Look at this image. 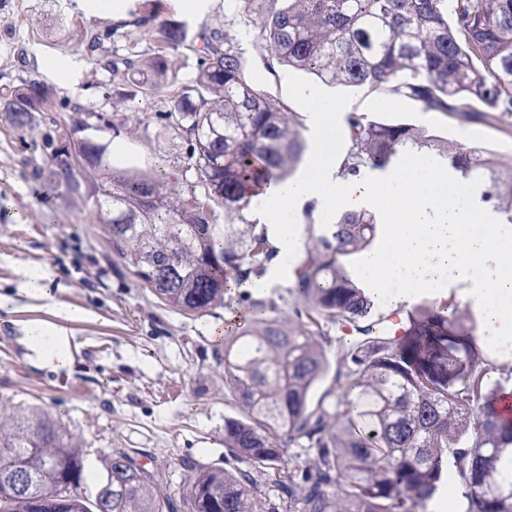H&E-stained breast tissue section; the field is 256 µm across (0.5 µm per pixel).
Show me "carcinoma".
I'll return each instance as SVG.
<instances>
[{
  "mask_svg": "<svg viewBox=\"0 0 512 512\" xmlns=\"http://www.w3.org/2000/svg\"><path fill=\"white\" fill-rule=\"evenodd\" d=\"M239 3L257 17L270 68L371 93L389 88L424 111L470 122L512 114V0ZM142 8L112 33L157 18L154 0ZM153 36L156 52L144 63L97 56V34L82 42L113 84L163 95L177 82L168 56L187 34L164 20ZM199 52L194 82L172 91L174 110L165 115L187 142L190 177L170 186L159 172L114 171L86 182L112 251L162 303L187 314L223 304L233 290L247 296L276 257L270 226L249 219L252 199L285 181L306 150L294 113L248 75L242 52L219 37ZM54 111L53 90L38 81L0 90V112L17 126ZM56 136L60 145L46 142L51 178L78 190L74 169L101 163L102 150L88 141L66 148L71 133L62 127ZM347 142L342 179L407 151L435 150L463 177L481 179L485 198L512 223V158L356 112L347 117ZM377 225L370 211H338L319 235L308 228L294 270L310 324L350 326L351 342L283 330L268 316L277 308L271 298L249 302L250 326L224 337V388L236 408L224 417L225 463L234 466L184 464L190 512H428L450 466L462 481V512H512V418L499 408L512 368L491 381L477 322L452 300L413 306L403 334H387L374 301L340 262L365 251ZM292 447L312 458L285 473L279 463ZM83 480L82 454L65 427L0 401V512H177L159 479L124 452L112 454L94 493L82 491Z\"/></svg>",
  "mask_w": 512,
  "mask_h": 512,
  "instance_id": "obj_1",
  "label": "carcinoma"
}]
</instances>
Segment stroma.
Wrapping results in <instances>:
<instances>
[{"label":"stroma","mask_w":512,"mask_h":512,"mask_svg":"<svg viewBox=\"0 0 512 512\" xmlns=\"http://www.w3.org/2000/svg\"><path fill=\"white\" fill-rule=\"evenodd\" d=\"M141 3L124 0L116 14L111 0H0V87L35 79L57 95L56 111L34 113L24 127L0 112V399L38 405L77 438L87 490L104 476L112 453L122 451L155 472L164 493L185 512L184 461L225 467L224 419L234 410L224 399V331L239 323L248 298L274 297V315L285 329H298L304 319L296 313L290 277L202 315L164 305L113 253L87 192L50 184L54 162L44 141L61 126L101 146L110 169L159 170L169 182L183 181L187 144L174 138L164 119L171 96H131L66 36L76 27L103 35L104 54L148 59L155 48L150 33L139 31L131 40L111 33L117 18H129ZM157 13L187 30V49L169 61L178 85L193 83L199 46L219 35L243 52L251 78L296 113L303 138H310L306 111L286 91L288 68L267 71L254 46L257 30L238 0H212L201 17L185 12L181 0H159ZM70 60L78 69L58 82L51 64ZM352 95L349 111L422 126L492 156L512 157V114L485 125L421 111L389 91L356 88ZM33 265L50 273L52 295L82 312L66 330L75 357L71 372L37 368L22 342L30 323L55 321L44 301L22 287Z\"/></svg>","instance_id":"obj_1"}]
</instances>
